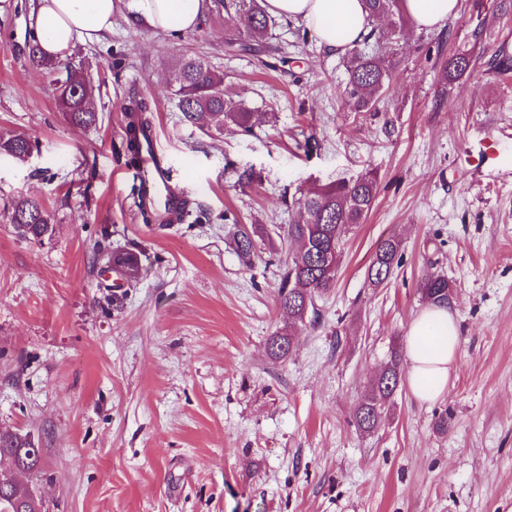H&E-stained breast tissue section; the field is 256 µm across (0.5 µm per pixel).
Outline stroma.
<instances>
[{
    "mask_svg": "<svg viewBox=\"0 0 512 512\" xmlns=\"http://www.w3.org/2000/svg\"><path fill=\"white\" fill-rule=\"evenodd\" d=\"M483 4L481 43L471 0L407 32L372 114L344 99V55L297 24L280 22L277 54L256 56L226 51L216 9L202 29L169 33L116 0L111 32L64 57L95 89L99 122L79 128L57 109L53 75L28 63L32 0H0V133L33 145L23 161L0 155V210L31 196L55 220L30 242L0 213V429L41 448L45 512H512V80L487 65L498 45L512 53V21ZM459 49L472 69L448 90L441 71ZM182 53L273 122H183L165 68ZM135 99L198 223L135 211L122 131ZM367 172L379 194L344 241L335 288L288 359L272 360L281 259L262 244L243 267L234 222L280 239L300 192ZM391 235L402 265L371 287ZM101 242L136 254V281L107 270ZM434 271L460 326L448 392L421 404L399 386L389 419L362 433L357 402L403 347Z\"/></svg>",
    "mask_w": 512,
    "mask_h": 512,
    "instance_id": "35a3bbf8",
    "label": "stroma"
}]
</instances>
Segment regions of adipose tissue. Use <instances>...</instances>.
<instances>
[{
  "mask_svg": "<svg viewBox=\"0 0 512 512\" xmlns=\"http://www.w3.org/2000/svg\"><path fill=\"white\" fill-rule=\"evenodd\" d=\"M209 0H130L134 19L171 33L200 25ZM114 0H35L30 20L47 56H63L75 43L92 42L112 30ZM276 18L306 24L318 43L342 52L363 41L372 25L364 0H264ZM459 0H405V9L420 29L439 27L453 16ZM460 330L451 310L426 304L405 338L406 382L419 401L432 402L448 391Z\"/></svg>",
  "mask_w": 512,
  "mask_h": 512,
  "instance_id": "obj_1",
  "label": "adipose tissue"
}]
</instances>
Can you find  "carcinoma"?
<instances>
[{"mask_svg":"<svg viewBox=\"0 0 512 512\" xmlns=\"http://www.w3.org/2000/svg\"><path fill=\"white\" fill-rule=\"evenodd\" d=\"M404 0H365L371 17L382 22L363 40V44H386L401 38L411 24ZM216 7L224 9L225 21L234 27L225 45L230 51L259 53L263 45L273 39L277 22L268 16L260 0H215ZM29 62L39 69L65 72L56 78V105L69 122L90 127L99 121L93 103L91 84L71 66H61L57 60L44 57L39 41L29 44ZM490 65L498 74L512 72V59L502 47L492 55ZM471 54L457 51L450 55L441 75V83L453 88L469 72ZM173 95L178 98L179 110L185 121L193 123L203 117L215 122L230 120L244 131H250L269 119L267 112H249L242 105L224 98V74L214 71L199 56L181 54L169 64ZM398 73V60L376 50L365 53L355 47L348 59L349 80L345 97L355 112H375L382 95L389 89ZM133 124L126 137L129 162L140 164L141 139L148 138L152 124L143 101H134L129 107ZM32 143L23 134L0 138V154L23 160L31 152ZM378 193L375 177L365 174L354 180L309 190L295 199L297 220L288 225L286 238L298 249L289 255L280 274L279 308L288 317L290 331L269 338L268 355L284 361L293 351L292 329L305 322L314 299L335 286L336 274L342 263L343 239L358 225L364 223L372 211ZM7 218L15 233L26 240L40 241L54 231V217L37 198L21 197L7 207ZM266 234L259 224H238L234 241L237 255L245 266L252 265L255 239ZM107 264L123 272L130 280L138 272L137 256L129 251H101ZM402 262V242L397 236L381 241L375 251L367 278L371 286L386 284ZM422 297L434 304L448 305L452 289L448 279L438 273L427 274L419 284ZM401 355L390 352L385 368L368 383L355 410L354 420L359 431L372 433L389 416L392 397L401 378ZM15 459L24 471L36 475L41 468V449L26 437L9 431L0 432V459ZM39 505L28 484H18L5 477L0 479V512H35Z\"/></svg>","mask_w":512,"mask_h":512,"instance_id":"cac0c4a2","label":"carcinoma"}]
</instances>
